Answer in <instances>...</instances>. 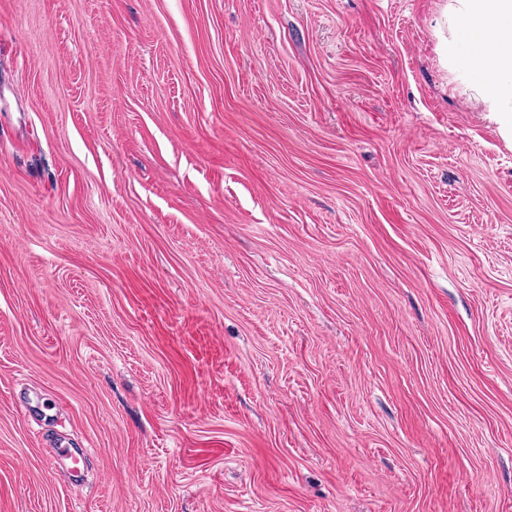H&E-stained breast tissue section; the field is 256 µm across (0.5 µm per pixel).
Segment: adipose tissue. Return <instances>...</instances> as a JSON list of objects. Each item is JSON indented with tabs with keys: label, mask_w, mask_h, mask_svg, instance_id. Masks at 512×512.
I'll return each mask as SVG.
<instances>
[{
	"label": "adipose tissue",
	"mask_w": 512,
	"mask_h": 512,
	"mask_svg": "<svg viewBox=\"0 0 512 512\" xmlns=\"http://www.w3.org/2000/svg\"><path fill=\"white\" fill-rule=\"evenodd\" d=\"M448 55L456 57L469 39H476L470 82L512 130V0H452L448 6Z\"/></svg>",
	"instance_id": "obj_1"
}]
</instances>
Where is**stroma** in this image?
I'll list each match as a JSON object with an SVG mask.
<instances>
[{
    "mask_svg": "<svg viewBox=\"0 0 512 512\" xmlns=\"http://www.w3.org/2000/svg\"><path fill=\"white\" fill-rule=\"evenodd\" d=\"M450 2L0 0V512H512Z\"/></svg>",
    "mask_w": 512,
    "mask_h": 512,
    "instance_id": "35a3bbf8",
    "label": "stroma"
}]
</instances>
